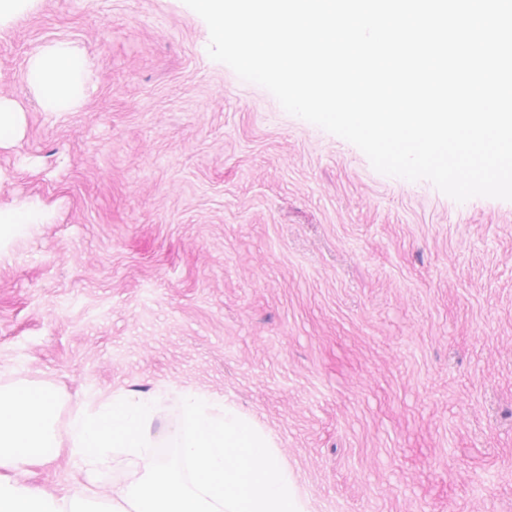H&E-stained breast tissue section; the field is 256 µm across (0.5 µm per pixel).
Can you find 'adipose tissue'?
I'll use <instances>...</instances> for the list:
<instances>
[{"mask_svg":"<svg viewBox=\"0 0 512 512\" xmlns=\"http://www.w3.org/2000/svg\"><path fill=\"white\" fill-rule=\"evenodd\" d=\"M88 67V62L80 61L68 43L59 42L31 57L28 71L45 104L68 102L79 106L83 99L77 91L75 71ZM50 218V212L37 204L0 208V236H26L34 225L48 223Z\"/></svg>","mask_w":512,"mask_h":512,"instance_id":"obj_1","label":"adipose tissue"}]
</instances>
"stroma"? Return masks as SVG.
<instances>
[{
    "mask_svg": "<svg viewBox=\"0 0 512 512\" xmlns=\"http://www.w3.org/2000/svg\"><path fill=\"white\" fill-rule=\"evenodd\" d=\"M183 0H30L0 20V385L169 382L274 439L306 512H512V201L374 170L207 54ZM92 65L48 108L29 59ZM132 466L66 455L20 482L102 495ZM22 119V109L17 102L0 98V147L15 142ZM51 213L38 204L23 203L21 206L0 208V239L3 235L23 237L34 224H46Z\"/></svg>",
    "mask_w": 512,
    "mask_h": 512,
    "instance_id": "35a3bbf8",
    "label": "stroma"
}]
</instances>
